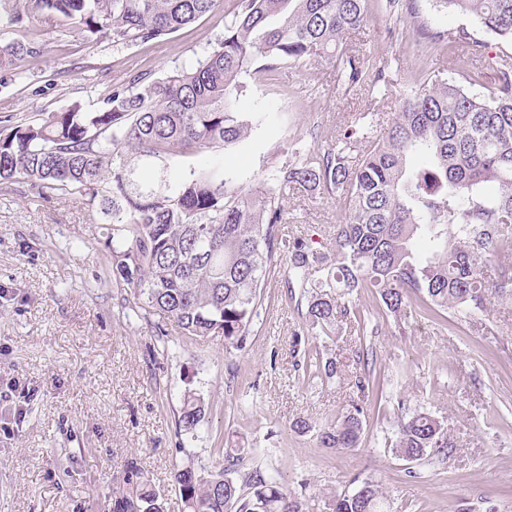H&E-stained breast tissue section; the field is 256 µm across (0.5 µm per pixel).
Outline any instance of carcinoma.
I'll use <instances>...</instances> for the list:
<instances>
[{"mask_svg":"<svg viewBox=\"0 0 512 512\" xmlns=\"http://www.w3.org/2000/svg\"><path fill=\"white\" fill-rule=\"evenodd\" d=\"M224 6V35L190 62L161 77L139 73L112 90L101 108L79 103L35 120L0 126V181L24 180L42 191L67 188L98 204L111 227L112 276L130 289L124 309L158 312L184 336L224 337L240 349L267 310L262 284L284 257L288 298L306 306L308 329L329 336L339 320L355 322L362 340L375 335L352 301L375 293L396 317L412 299L423 315L462 322L487 311L492 296L512 300V56L483 73L459 57L455 78L425 73L423 87L401 98L382 135L380 116L360 112L336 144L319 149L315 136L293 141L291 157L249 186H234L218 162L197 171L191 160L216 157L243 142L253 114L236 102L245 77L274 80L280 70L325 56L336 62L345 89L366 87L371 97L391 93L392 82L366 55L343 47L367 22V0H0L9 25L0 28V68L20 79L38 42L11 38L24 18L56 23L95 44L138 46L170 35ZM440 11L473 16L487 35L512 42V0H435ZM394 25L388 37L413 34L424 46L463 47L470 55L485 42L467 30L434 32L418 23L417 0H386ZM307 187L343 202L329 251L302 237L288 240V190ZM357 351L363 373L355 387L367 400L381 375ZM344 363L314 348L302 382L331 379ZM367 409L354 404L319 430L324 448L361 444ZM207 404L188 389L179 430L195 434ZM395 455L445 465L455 452L444 422L428 411L400 420ZM248 449L221 448L211 465L176 470L187 512H306L303 503L259 469L233 478ZM124 480L135 494L114 499L113 512H162L157 493L137 462ZM387 497L371 481L328 501L329 512H388Z\"/></svg>","mask_w":512,"mask_h":512,"instance_id":"obj_1","label":"carcinoma"}]
</instances>
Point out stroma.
<instances>
[{"mask_svg":"<svg viewBox=\"0 0 512 512\" xmlns=\"http://www.w3.org/2000/svg\"><path fill=\"white\" fill-rule=\"evenodd\" d=\"M390 24L385 0H369L365 27L346 44L384 67L397 93L424 68L455 75L454 52H425L411 37L392 42ZM223 33L220 11L130 49L108 39L62 42L44 22L24 24L15 39H36L42 51L23 79L0 84V119L103 103L133 75L187 63ZM247 84L238 107L257 123L223 159L237 186L289 157L294 138L310 127L326 147L356 113L389 118L396 109L366 90L345 91L327 59ZM285 209V237L309 235L323 246L344 217L342 202L301 188L290 191ZM109 234L98 206L71 191L43 195L22 180L0 183V512H112L131 459L164 512H184L176 469L211 464L217 449L236 445L251 451L244 471L261 469L298 497L322 501L368 479L391 512H512V301H492L466 323L441 324L414 305L388 316L361 293L360 307L378 326L371 343L384 389L370 399L360 448L332 451L314 431L351 408L355 325L339 323L326 341L345 362L343 374L299 382L297 365L315 340L301 332L305 312L287 301L279 266L265 279L269 305L243 349L226 351L216 335L160 334L161 315L125 317ZM13 380L34 391L21 416L7 389ZM188 387L209 405L193 437L177 426ZM423 409L444 420L457 451L448 465L423 464L413 477L384 440L395 435L399 412ZM299 417L311 432H294Z\"/></svg>","mask_w":512,"mask_h":512,"instance_id":"1","label":"stroma"}]
</instances>
